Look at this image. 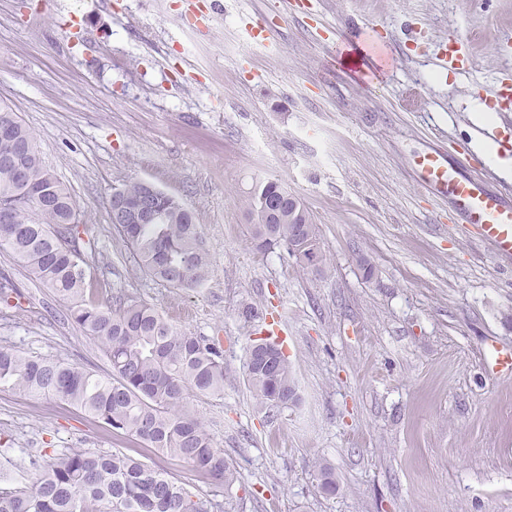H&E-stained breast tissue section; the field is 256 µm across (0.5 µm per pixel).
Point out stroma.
<instances>
[{
    "label": "stroma",
    "mask_w": 512,
    "mask_h": 512,
    "mask_svg": "<svg viewBox=\"0 0 512 512\" xmlns=\"http://www.w3.org/2000/svg\"><path fill=\"white\" fill-rule=\"evenodd\" d=\"M360 40L388 49L365 81L342 61ZM448 55L457 69H437ZM508 85L512 0H0V101L83 214L94 300L149 303L219 342L224 392L188 406L240 473L218 485L64 401L5 388L0 487L88 448L166 471L208 512H512V376L494 367L512 349V262L413 165L434 150L512 190L471 147L474 87ZM138 180L192 212L210 258L200 287L152 280L113 231L112 193ZM266 181L313 214L322 273L255 249L244 201ZM1 277L19 293L0 301V347L109 372L3 249ZM271 316L299 395L272 409L243 368Z\"/></svg>",
    "instance_id": "35a3bbf8"
}]
</instances>
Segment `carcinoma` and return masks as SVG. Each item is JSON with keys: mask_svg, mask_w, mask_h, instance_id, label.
<instances>
[{"mask_svg": "<svg viewBox=\"0 0 512 512\" xmlns=\"http://www.w3.org/2000/svg\"><path fill=\"white\" fill-rule=\"evenodd\" d=\"M0 206L12 205L0 220V248L68 304L69 316L97 339L111 374L83 366L22 355L0 348V388L56 397L90 414L117 434L140 440L182 460L222 486L237 480L236 467L213 444L199 417L187 409L191 395L224 392V356L216 343L174 327L157 309L140 301L88 304L87 262L79 249L81 217L69 188L46 168L34 134L13 108L0 102ZM281 201L279 216L263 224L265 206ZM156 204L162 224H115L151 278L173 288H197L209 270L191 212L163 191ZM257 248L280 245L322 271L318 225L280 184L255 185L246 199ZM261 357L248 348L245 376L261 403L282 407L297 399L296 383L274 342ZM0 512H207L163 471L121 453L71 448L20 488H0Z\"/></svg>", "mask_w": 512, "mask_h": 512, "instance_id": "cac0c4a2", "label": "carcinoma"}]
</instances>
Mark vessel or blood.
I'll return each mask as SVG.
<instances>
[{
	"mask_svg": "<svg viewBox=\"0 0 512 512\" xmlns=\"http://www.w3.org/2000/svg\"><path fill=\"white\" fill-rule=\"evenodd\" d=\"M413 164L421 183L450 198L496 257L512 258V201L482 182L462 176L437 152L419 154Z\"/></svg>",
	"mask_w": 512,
	"mask_h": 512,
	"instance_id": "vessel-or-blood-1",
	"label": "vessel or blood"
}]
</instances>
